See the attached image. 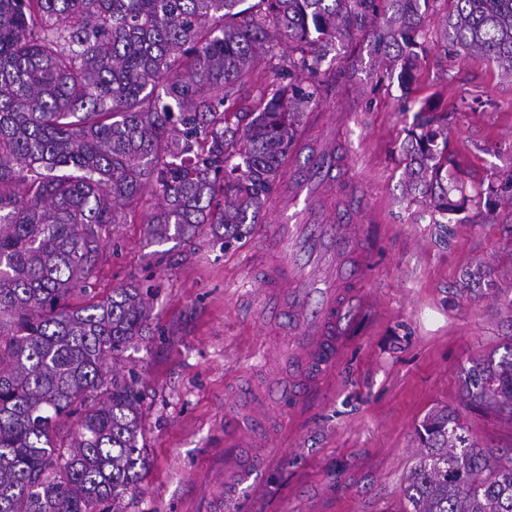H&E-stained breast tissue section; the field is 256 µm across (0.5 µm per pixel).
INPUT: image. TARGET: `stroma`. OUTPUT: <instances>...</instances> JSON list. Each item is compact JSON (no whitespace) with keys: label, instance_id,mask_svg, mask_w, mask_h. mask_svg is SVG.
Returning a JSON list of instances; mask_svg holds the SVG:
<instances>
[{"label":"stroma","instance_id":"1","mask_svg":"<svg viewBox=\"0 0 512 512\" xmlns=\"http://www.w3.org/2000/svg\"><path fill=\"white\" fill-rule=\"evenodd\" d=\"M448 11V0H430L412 82L369 38L375 19L333 42L320 65V95L299 118L290 161L315 152L323 119L337 117L342 188L324 205L363 219L369 265L335 362L300 412L266 428V469L241 489L236 512H398L421 451L417 427L441 407L457 409L482 445L512 448V420L462 396L464 369L512 335V79L446 47ZM424 115L448 135L449 197L463 203L443 240L413 222L403 199L405 149ZM477 187L496 190L494 218L462 200L461 189ZM160 204L145 193L104 235L93 293L141 285L153 294L150 333L123 361L139 377L149 461L125 512H204L207 494L224 490L216 459L237 462L224 452L226 421L292 377L265 355L291 325L271 321L255 285L272 204L226 246L206 224L190 239L155 238L148 221ZM479 264L493 286L460 293L462 273Z\"/></svg>","mask_w":512,"mask_h":512}]
</instances>
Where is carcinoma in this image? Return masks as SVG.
<instances>
[{
  "mask_svg": "<svg viewBox=\"0 0 512 512\" xmlns=\"http://www.w3.org/2000/svg\"><path fill=\"white\" fill-rule=\"evenodd\" d=\"M0 0V512H123L148 466L142 396L120 359L148 326L140 286L90 298L101 231L149 190L153 233L256 223L288 166L317 86L322 40L348 39L375 0ZM376 31L413 67L428 0H387ZM444 37L512 76V0H451ZM286 41L287 83L240 126L238 88L258 50ZM413 133L415 221L460 208L442 172L444 132ZM491 277L462 274L460 291ZM88 299L71 303L75 294ZM465 370L463 397L512 415V336ZM77 422L69 441L60 425ZM404 512H512V448L463 435L457 411L421 425Z\"/></svg>",
  "mask_w": 512,
  "mask_h": 512,
  "instance_id": "carcinoma-1",
  "label": "carcinoma"
}]
</instances>
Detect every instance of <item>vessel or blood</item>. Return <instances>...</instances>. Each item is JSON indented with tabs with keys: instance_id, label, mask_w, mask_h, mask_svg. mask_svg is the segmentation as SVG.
Masks as SVG:
<instances>
[{
	"instance_id": "obj_1",
	"label": "vessel or blood",
	"mask_w": 512,
	"mask_h": 512,
	"mask_svg": "<svg viewBox=\"0 0 512 512\" xmlns=\"http://www.w3.org/2000/svg\"><path fill=\"white\" fill-rule=\"evenodd\" d=\"M338 164L334 149L326 148L309 165L292 170L291 177L302 186L318 177L328 185ZM300 204L301 198L295 194L277 206L271 232L288 252L274 271L258 280L262 294L283 291L288 295L284 311L294 327L288 351L301 368L299 379L288 393L293 411L303 405L340 351L342 324L356 282L352 269L359 264L364 239L362 225L339 223L337 214L328 210L319 212L321 226L313 231L289 223V210ZM264 468L265 457L261 454L247 466L237 468L224 491L225 505H232L239 486L259 479Z\"/></svg>"
}]
</instances>
